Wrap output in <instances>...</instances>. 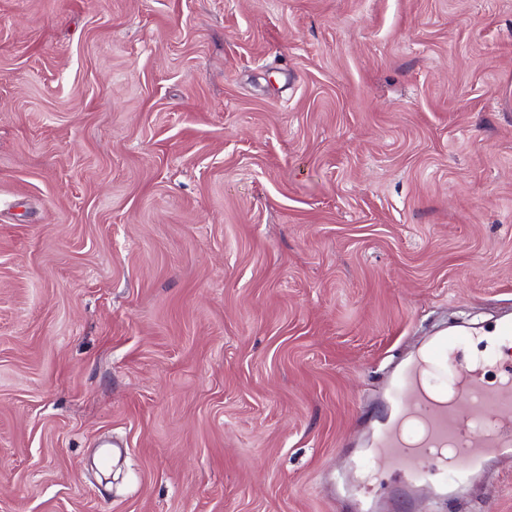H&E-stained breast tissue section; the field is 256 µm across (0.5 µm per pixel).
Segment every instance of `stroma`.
I'll return each mask as SVG.
<instances>
[{
    "instance_id": "stroma-1",
    "label": "stroma",
    "mask_w": 512,
    "mask_h": 512,
    "mask_svg": "<svg viewBox=\"0 0 512 512\" xmlns=\"http://www.w3.org/2000/svg\"><path fill=\"white\" fill-rule=\"evenodd\" d=\"M506 311L512 0H0V512H342Z\"/></svg>"
}]
</instances>
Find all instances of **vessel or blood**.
Returning <instances> with one entry per match:
<instances>
[{
	"label": "vessel or blood",
	"instance_id": "obj_1",
	"mask_svg": "<svg viewBox=\"0 0 512 512\" xmlns=\"http://www.w3.org/2000/svg\"><path fill=\"white\" fill-rule=\"evenodd\" d=\"M456 344L453 331L432 337L422 356L390 375L371 446L378 460L398 467V484L386 494L332 479L334 494L353 501L354 512H381L390 495L409 503L422 496L456 503L455 486L491 461L512 458V424L490 418L512 412V360L498 363L499 379L490 386L482 365L458 364Z\"/></svg>",
	"mask_w": 512,
	"mask_h": 512
}]
</instances>
